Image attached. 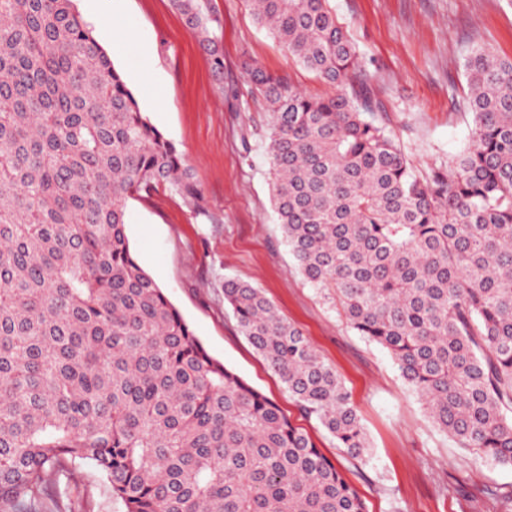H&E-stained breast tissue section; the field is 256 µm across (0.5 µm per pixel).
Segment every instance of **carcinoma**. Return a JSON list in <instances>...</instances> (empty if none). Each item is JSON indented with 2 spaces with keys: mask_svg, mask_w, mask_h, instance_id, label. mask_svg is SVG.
<instances>
[{
  "mask_svg": "<svg viewBox=\"0 0 512 512\" xmlns=\"http://www.w3.org/2000/svg\"><path fill=\"white\" fill-rule=\"evenodd\" d=\"M224 73L210 0H171ZM308 96L244 63L270 109L278 223L305 279L385 348L434 423L512 467V59L472 48L465 151L417 173L378 121L330 0H248ZM202 213L74 0H0V512H41L91 461L125 512H366L308 434L214 359L134 258L126 200ZM239 331L338 447L368 448L350 392L264 293L224 282Z\"/></svg>",
  "mask_w": 512,
  "mask_h": 512,
  "instance_id": "obj_1",
  "label": "carcinoma"
}]
</instances>
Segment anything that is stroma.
Segmentation results:
<instances>
[{
	"label": "stroma",
	"mask_w": 512,
	"mask_h": 512,
	"mask_svg": "<svg viewBox=\"0 0 512 512\" xmlns=\"http://www.w3.org/2000/svg\"><path fill=\"white\" fill-rule=\"evenodd\" d=\"M223 19L224 75L184 26L170 0H75L136 96L142 112L182 153L203 195L199 215L157 191L127 200V235L137 262L181 312L209 354L274 401L307 432L368 512H502L512 467L460 448L428 416L381 346L347 323L338 302L300 272L276 221L266 104L248 97L243 60L290 77L307 94L328 87L289 58L252 17L246 0H212ZM370 76L383 117L421 170L469 145L458 100L475 44L512 58V0H331ZM240 98H233L232 90ZM234 279L264 291L323 360L336 368L369 438L359 457L337 448L303 416L279 377L238 330L224 300ZM62 497L44 512H124L90 462L60 475Z\"/></svg>",
	"instance_id": "1"
}]
</instances>
